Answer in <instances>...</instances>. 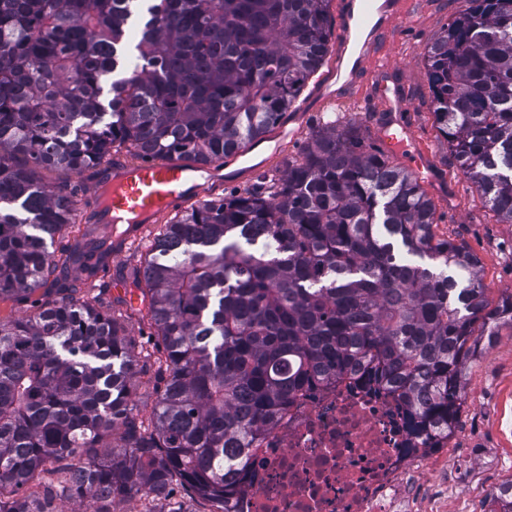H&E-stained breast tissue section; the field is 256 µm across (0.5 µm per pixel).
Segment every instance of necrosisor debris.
Instances as JSON below:
<instances>
[{"label": "necrosis or debris", "mask_w": 512, "mask_h": 512, "mask_svg": "<svg viewBox=\"0 0 512 512\" xmlns=\"http://www.w3.org/2000/svg\"><path fill=\"white\" fill-rule=\"evenodd\" d=\"M407 411L364 371L302 389L249 449L229 512H446L420 478L448 441L412 435Z\"/></svg>", "instance_id": "1"}]
</instances>
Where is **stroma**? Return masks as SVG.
I'll return each instance as SVG.
<instances>
[{
  "label": "stroma",
  "instance_id": "stroma-1",
  "mask_svg": "<svg viewBox=\"0 0 512 512\" xmlns=\"http://www.w3.org/2000/svg\"><path fill=\"white\" fill-rule=\"evenodd\" d=\"M467 6V0H409L377 44L390 66L381 80L363 83L344 102L321 104L316 97L321 77L312 75L297 98L298 103L312 104V111L299 114L288 110L266 142L230 158L231 169H249V176L224 180L209 189L208 198L237 194L278 177L284 158H300L314 130L327 120L359 126L373 145L381 144L388 125H403L410 135L409 154L427 162L421 185L435 206V233L464 242L479 257L489 305L512 294V224L501 222L476 186L457 169L432 113L425 47ZM159 229L156 223L146 225L136 240L113 257L100 293L103 308L123 320L135 344L140 373L135 379L131 413L147 426L153 423L157 400L153 374L163 347L154 328L128 318L125 306L116 299L125 296L126 276L141 266ZM466 382L452 432L458 447L448 456V469L455 473L462 495L449 500L450 512H480V491L512 479V338L499 336L491 348L471 359Z\"/></svg>",
  "mask_w": 512,
  "mask_h": 512
}]
</instances>
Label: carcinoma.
<instances>
[{"mask_svg":"<svg viewBox=\"0 0 512 512\" xmlns=\"http://www.w3.org/2000/svg\"><path fill=\"white\" fill-rule=\"evenodd\" d=\"M330 2L0 0V300L54 296L0 322V512H62L59 496L112 512L175 481L227 512L228 454L306 385L362 366L414 407V432L450 436L512 295L488 307L478 257L436 237L418 175L359 127L328 121L279 179L161 226L131 273L139 306L117 298L163 343L151 430L127 414L131 339L88 294L112 228L39 177L96 175L123 149L209 165L256 145L322 66ZM468 2L426 48L433 115L511 224L512 0ZM55 464L59 489L30 490Z\"/></svg>","mask_w":512,"mask_h":512,"instance_id":"1","label":"carcinoma"}]
</instances>
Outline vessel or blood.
Wrapping results in <instances>:
<instances>
[{
  "label": "vessel or blood",
  "mask_w": 512,
  "mask_h": 512,
  "mask_svg": "<svg viewBox=\"0 0 512 512\" xmlns=\"http://www.w3.org/2000/svg\"><path fill=\"white\" fill-rule=\"evenodd\" d=\"M396 11V0H344L336 32L337 64L324 99L349 95L379 70L372 52L377 33ZM105 176L91 186L101 223L119 231L122 240L137 238L143 225L166 213L200 202L210 186L222 182L220 168L186 165L178 160L132 161L113 157Z\"/></svg>",
  "instance_id": "1"
}]
</instances>
